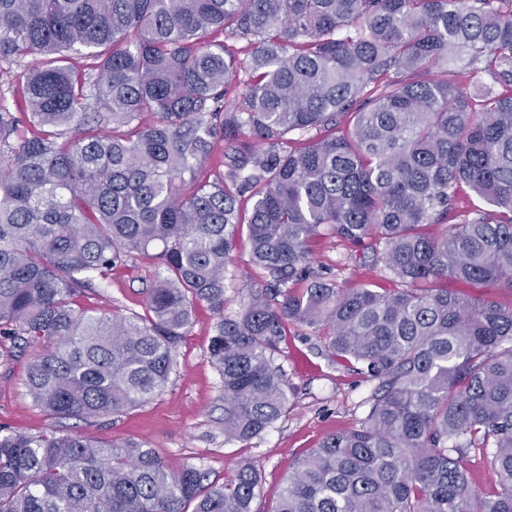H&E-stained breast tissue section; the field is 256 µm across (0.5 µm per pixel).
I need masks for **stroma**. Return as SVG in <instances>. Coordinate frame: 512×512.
<instances>
[{"label":"stroma","instance_id":"obj_1","mask_svg":"<svg viewBox=\"0 0 512 512\" xmlns=\"http://www.w3.org/2000/svg\"><path fill=\"white\" fill-rule=\"evenodd\" d=\"M248 245L239 240L230 265L225 313L238 311L242 295L255 284L247 264ZM315 261L329 277L352 288L368 281L389 287L385 271L352 257L349 247L325 238L315 248ZM156 268L148 261H130L78 299L83 307L111 305L141 310ZM214 316L198 305L194 322L180 342L175 367L165 389L129 412L88 424L78 419L53 421L27 395L22 377L26 357L0 363V426L39 434L50 428L87 434L119 445L135 439L154 448L172 467L203 468L209 481L221 484L232 477L240 460H249L261 474L253 503L256 512H272L277 494L299 457L328 434L358 425L373 385L324 354V339L289 330L280 344L277 362L292 389V408L261 437L246 443H225L224 404L217 372L208 357Z\"/></svg>","mask_w":512,"mask_h":512}]
</instances>
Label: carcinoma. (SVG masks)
<instances>
[{
	"mask_svg": "<svg viewBox=\"0 0 512 512\" xmlns=\"http://www.w3.org/2000/svg\"><path fill=\"white\" fill-rule=\"evenodd\" d=\"M26 56L20 113L0 95V348L37 347V406L92 422L148 402L204 302L226 443L288 415L290 327L375 383L272 512H512V302L494 294L512 291V0H0V65ZM462 67L492 84L467 90ZM464 185L487 207H461ZM242 228L262 285L226 314ZM326 237L392 287L327 278ZM140 257L144 313L77 304ZM259 485L247 460L208 484L135 441L0 426V512H254Z\"/></svg>",
	"mask_w": 512,
	"mask_h": 512,
	"instance_id": "obj_1",
	"label": "carcinoma"
}]
</instances>
